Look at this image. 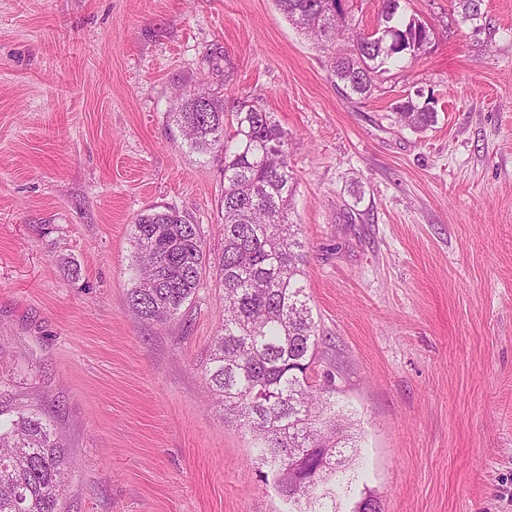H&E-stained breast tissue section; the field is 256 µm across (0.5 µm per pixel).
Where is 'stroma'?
<instances>
[{"label":"stroma","instance_id":"35a3bbf8","mask_svg":"<svg viewBox=\"0 0 512 512\" xmlns=\"http://www.w3.org/2000/svg\"><path fill=\"white\" fill-rule=\"evenodd\" d=\"M473 35L451 0H400L434 28L369 98L274 0H0V385L54 422L61 512H292L202 370L223 290L178 319L128 306L131 226L191 213L222 244L223 165L168 118L225 54L232 97L272 112L331 381L358 446L342 512H512V0ZM430 102L422 132L393 105Z\"/></svg>","mask_w":512,"mask_h":512}]
</instances>
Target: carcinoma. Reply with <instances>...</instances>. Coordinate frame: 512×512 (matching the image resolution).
I'll list each match as a JSON object with an SVG mask.
<instances>
[{
  "mask_svg": "<svg viewBox=\"0 0 512 512\" xmlns=\"http://www.w3.org/2000/svg\"><path fill=\"white\" fill-rule=\"evenodd\" d=\"M462 19H479L483 0H452ZM297 30L327 53L343 91L372 94L386 67L415 59L432 28L398 17L399 0H380L379 29L367 33L340 0H275ZM398 122L423 131L437 114L408 99ZM224 96L199 85L179 90L169 119L192 151L224 155V244L215 261L192 216L175 209L140 214L131 228L135 282L132 312L143 320H175L197 297L208 266L224 293L222 326L203 369L224 418L249 430L261 461L294 512H340L323 484L349 459L354 436L340 422L325 387L310 383L319 336L307 307L306 255L291 219L295 177L288 140L273 114L258 106L234 111L229 146ZM0 388V512H60L67 458L51 421L34 408L8 409Z\"/></svg>",
  "mask_w": 512,
  "mask_h": 512,
  "instance_id": "1",
  "label": "carcinoma"
}]
</instances>
